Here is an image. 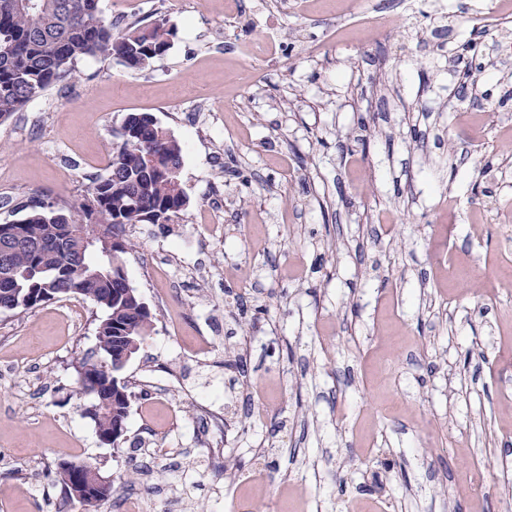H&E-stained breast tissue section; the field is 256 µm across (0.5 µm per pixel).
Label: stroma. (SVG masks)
Returning <instances> with one entry per match:
<instances>
[{
	"label": "stroma",
	"instance_id": "stroma-1",
	"mask_svg": "<svg viewBox=\"0 0 512 512\" xmlns=\"http://www.w3.org/2000/svg\"><path fill=\"white\" fill-rule=\"evenodd\" d=\"M99 6L118 29L166 19L171 47L142 70L79 60L75 82L0 123V224L32 197L79 211L131 112L182 144L189 204L126 229L153 326L121 372L117 447L75 370L105 311L0 313V512H84L45 477L75 458L118 482L99 512L131 497L142 512H512V21L497 0ZM364 9L385 32L357 27Z\"/></svg>",
	"mask_w": 512,
	"mask_h": 512
}]
</instances>
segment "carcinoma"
I'll list each match as a JSON object with an SVG mask.
<instances>
[{"instance_id":"1","label":"carcinoma","mask_w":512,"mask_h":512,"mask_svg":"<svg viewBox=\"0 0 512 512\" xmlns=\"http://www.w3.org/2000/svg\"><path fill=\"white\" fill-rule=\"evenodd\" d=\"M0 32L11 37L0 45V122L11 118L50 88L77 77L74 64L84 57L116 59L130 69H143L166 54L173 27L166 21L127 25L116 32L103 17L99 0H0ZM182 166V146L164 139L158 126L142 124L133 141L113 154L108 175L93 182L81 214L52 208L31 199L19 203V232L0 231V246L8 249L0 264V313L34 309L57 298L93 301L106 312L96 327L95 351L77 361L79 390L109 407L89 415L104 445H117L127 429L131 392L112 370L115 357L127 347L140 348L152 327V313L138 293L126 294L122 255L132 249L125 229L133 224H162L166 216L188 205L180 177L160 171L165 164ZM100 228L120 240L114 267L96 251L71 250L80 229ZM63 461L51 480L66 498L97 508L112 500L87 483L75 494Z\"/></svg>"}]
</instances>
